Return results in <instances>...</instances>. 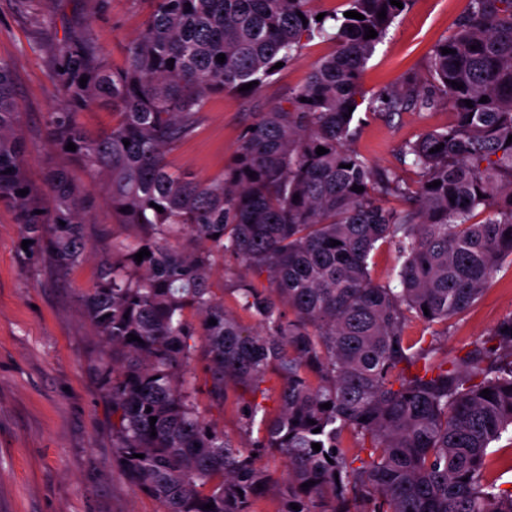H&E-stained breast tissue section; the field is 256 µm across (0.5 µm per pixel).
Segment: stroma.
I'll list each match as a JSON object with an SVG mask.
<instances>
[{
	"mask_svg": "<svg viewBox=\"0 0 512 512\" xmlns=\"http://www.w3.org/2000/svg\"><path fill=\"white\" fill-rule=\"evenodd\" d=\"M468 7V0H411L363 69L366 98L411 77L428 78L434 45ZM147 13L144 0H0V59L14 69L29 200L50 210L46 176L65 171L86 192L84 233L92 249L82 264L60 274L46 241L24 244L14 207L0 202V512H161L153 496L128 486L112 458V398L103 376L112 350L82 301L95 285L98 251L111 243L116 219L91 175L50 146L47 127L48 113L72 108L56 78L64 48L87 38L110 64H121ZM333 49L330 42H306L255 100L237 93L211 96L195 134L170 154L171 164L219 176L253 120V104L266 112L283 103ZM357 116L352 148L409 184L418 174L402 148L455 118L448 104L391 118L362 107ZM510 314L512 269L505 268L453 320L438 347L465 349Z\"/></svg>",
	"mask_w": 512,
	"mask_h": 512,
	"instance_id": "stroma-1",
	"label": "stroma"
}]
</instances>
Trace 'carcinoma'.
I'll list each match as a JSON object with an SVG mask.
<instances>
[{
  "label": "carcinoma",
  "instance_id": "cac0c4a2",
  "mask_svg": "<svg viewBox=\"0 0 512 512\" xmlns=\"http://www.w3.org/2000/svg\"><path fill=\"white\" fill-rule=\"evenodd\" d=\"M146 2L149 15L122 65L109 66L88 40L71 43L61 63L64 96L111 106L112 126L92 133L74 112L47 119L53 144L76 145L71 155L98 179L118 227L134 232L106 252L96 287L82 296L112 348L114 458L129 486L155 497L162 512H256L262 499L275 512H512V489L486 472L489 449L512 431V314L463 356L437 347L448 324L512 265V0H469L432 52L431 82L410 78L369 101L361 72L410 0L401 9L345 0L365 19L333 11L320 21L311 0ZM370 28L377 36L367 39ZM316 37L335 50L285 103L258 113L222 175L171 167L168 154L194 135L210 96L253 81L243 95H255L276 63L288 64ZM445 47L455 53L442 54ZM441 101L454 106V123L405 145L415 184L350 148L363 103L392 116ZM319 146L328 152L316 154ZM26 153L13 66L0 60V201L16 208L27 239L50 232L66 274L88 253L83 190L57 170L48 179L55 210L35 213L18 194ZM377 190L409 206L386 208ZM379 243L398 254L394 284L371 277ZM143 248L150 255L135 261ZM226 254L270 282L231 289L255 330L211 288ZM415 321L431 328V340L405 336ZM132 334L141 341H128ZM200 362L212 405L257 394L269 373L281 379L275 414L252 399L240 420L249 433L260 425L250 447L282 454L286 477L258 467L200 415ZM348 436L366 457L348 455Z\"/></svg>",
  "mask_w": 512,
  "mask_h": 512
}]
</instances>
